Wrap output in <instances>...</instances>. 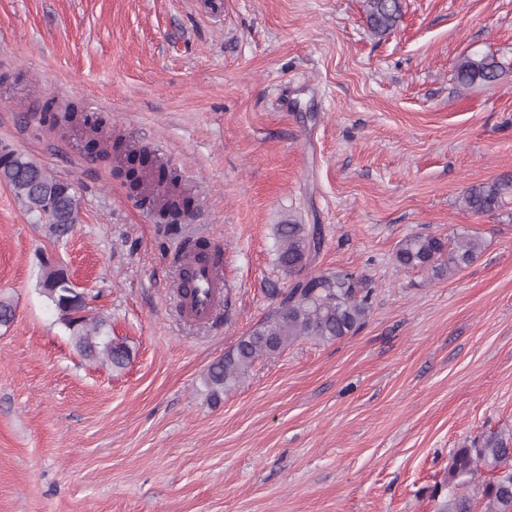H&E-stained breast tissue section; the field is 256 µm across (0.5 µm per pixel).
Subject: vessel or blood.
<instances>
[{"mask_svg":"<svg viewBox=\"0 0 512 512\" xmlns=\"http://www.w3.org/2000/svg\"><path fill=\"white\" fill-rule=\"evenodd\" d=\"M178 285L184 288L181 309L191 319L210 320L224 305V255L193 250L178 257Z\"/></svg>","mask_w":512,"mask_h":512,"instance_id":"b4317fda","label":"vessel or blood"}]
</instances>
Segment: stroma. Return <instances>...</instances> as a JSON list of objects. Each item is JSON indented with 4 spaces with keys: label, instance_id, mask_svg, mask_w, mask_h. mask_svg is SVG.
Segmentation results:
<instances>
[{
    "label": "stroma",
    "instance_id": "35a3bbf8",
    "mask_svg": "<svg viewBox=\"0 0 512 512\" xmlns=\"http://www.w3.org/2000/svg\"><path fill=\"white\" fill-rule=\"evenodd\" d=\"M364 0H0V143L72 183L78 222L56 239L0 184V512H436L454 448L512 432V0H402L390 34ZM506 73L460 86L458 61ZM69 105L117 142L85 149ZM146 150L193 200L169 229L130 190ZM318 224L313 270L365 280L355 333L259 359L220 402L209 365L289 281L276 227ZM482 239L453 278L395 262L415 234ZM189 237L224 248L221 323L177 310ZM64 269L129 347L83 359L38 287ZM512 192V185L501 182L472 185L466 190L463 200L470 210L476 213L491 211L499 205L504 194Z\"/></svg>",
    "mask_w": 512,
    "mask_h": 512
}]
</instances>
